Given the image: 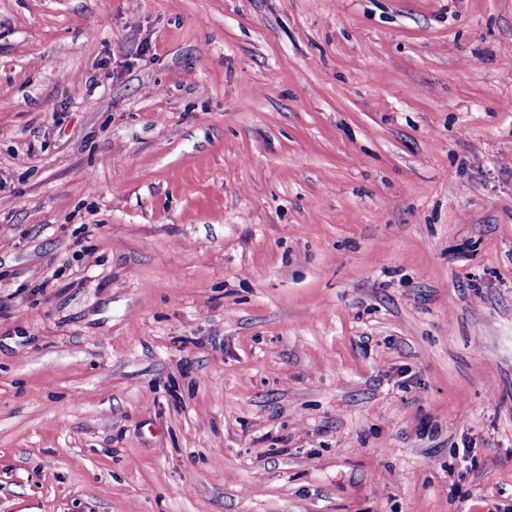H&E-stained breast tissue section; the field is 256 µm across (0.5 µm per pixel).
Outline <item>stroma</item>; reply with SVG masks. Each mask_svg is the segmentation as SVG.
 <instances>
[{"label": "stroma", "mask_w": 512, "mask_h": 512, "mask_svg": "<svg viewBox=\"0 0 512 512\" xmlns=\"http://www.w3.org/2000/svg\"><path fill=\"white\" fill-rule=\"evenodd\" d=\"M0 512H512V0H0Z\"/></svg>", "instance_id": "obj_1"}]
</instances>
